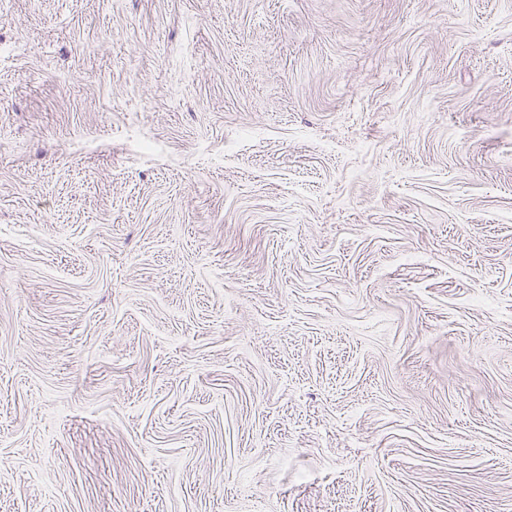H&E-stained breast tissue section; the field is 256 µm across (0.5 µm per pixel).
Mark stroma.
<instances>
[{"label":"stroma","mask_w":512,"mask_h":512,"mask_svg":"<svg viewBox=\"0 0 512 512\" xmlns=\"http://www.w3.org/2000/svg\"><path fill=\"white\" fill-rule=\"evenodd\" d=\"M0 512H512V0H0Z\"/></svg>","instance_id":"1"}]
</instances>
